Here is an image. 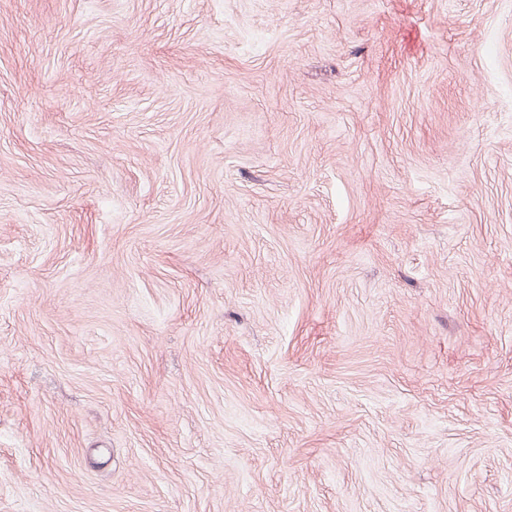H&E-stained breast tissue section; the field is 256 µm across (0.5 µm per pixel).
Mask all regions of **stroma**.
Returning a JSON list of instances; mask_svg holds the SVG:
<instances>
[{
    "label": "stroma",
    "instance_id": "35a3bbf8",
    "mask_svg": "<svg viewBox=\"0 0 512 512\" xmlns=\"http://www.w3.org/2000/svg\"><path fill=\"white\" fill-rule=\"evenodd\" d=\"M0 512H512V0H0Z\"/></svg>",
    "mask_w": 512,
    "mask_h": 512
}]
</instances>
